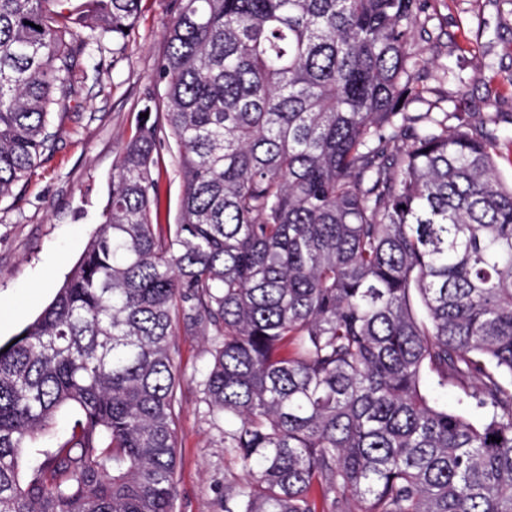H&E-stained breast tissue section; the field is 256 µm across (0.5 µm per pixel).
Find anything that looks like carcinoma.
I'll return each instance as SVG.
<instances>
[{
  "instance_id": "carcinoma-1",
  "label": "carcinoma",
  "mask_w": 512,
  "mask_h": 512,
  "mask_svg": "<svg viewBox=\"0 0 512 512\" xmlns=\"http://www.w3.org/2000/svg\"><path fill=\"white\" fill-rule=\"evenodd\" d=\"M426 2L179 0L177 222L140 118L83 254L0 346V512H174L180 324L216 331L224 512H512V138L410 111ZM137 11L0 0V199ZM450 384L472 407L432 399Z\"/></svg>"
}]
</instances>
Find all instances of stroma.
<instances>
[{"label": "stroma", "instance_id": "obj_1", "mask_svg": "<svg viewBox=\"0 0 512 512\" xmlns=\"http://www.w3.org/2000/svg\"><path fill=\"white\" fill-rule=\"evenodd\" d=\"M176 0H139L124 41L104 45V74L85 63L69 109L54 120V146L12 197L0 200V346L33 322L53 299L100 222L120 149L135 132L146 97L164 112L158 68L167 52V26ZM426 29L415 30L426 62L425 86L447 97L448 109L471 122L502 115L499 131L512 135V84L489 72L495 60L512 69V0H429ZM466 81L457 86L452 73ZM176 146L160 149L161 221H176L182 181ZM211 334L179 331L174 358L182 375L178 391L174 475L175 512H224V486L237 482L241 462L224 450V427L214 424L202 400L200 380L209 360Z\"/></svg>", "mask_w": 512, "mask_h": 512}]
</instances>
